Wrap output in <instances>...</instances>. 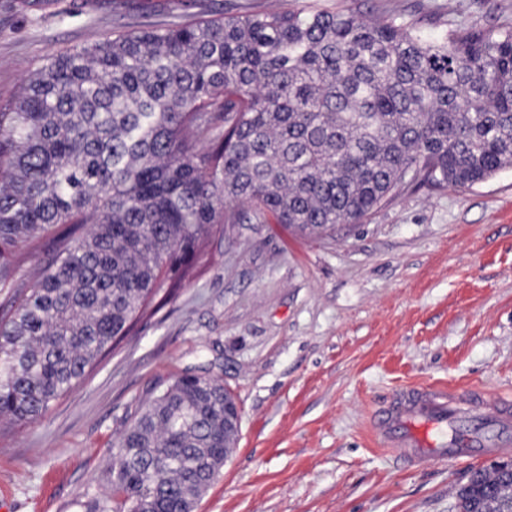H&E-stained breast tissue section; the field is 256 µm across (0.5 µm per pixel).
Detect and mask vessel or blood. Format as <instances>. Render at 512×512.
<instances>
[{
	"label": "vessel or blood",
	"mask_w": 512,
	"mask_h": 512,
	"mask_svg": "<svg viewBox=\"0 0 512 512\" xmlns=\"http://www.w3.org/2000/svg\"><path fill=\"white\" fill-rule=\"evenodd\" d=\"M371 430L381 447L409 467L436 460L512 452V399L418 385L378 408Z\"/></svg>",
	"instance_id": "obj_1"
}]
</instances>
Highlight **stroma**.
I'll return each instance as SVG.
<instances>
[{
  "label": "stroma",
  "instance_id": "1",
  "mask_svg": "<svg viewBox=\"0 0 512 512\" xmlns=\"http://www.w3.org/2000/svg\"><path fill=\"white\" fill-rule=\"evenodd\" d=\"M302 7L390 11L427 30L512 26V0H0V107L49 57L108 36ZM221 377L238 442L196 512H457L492 457L405 470L370 416L418 383L512 398V167L409 187L335 236L218 227L197 274L35 422L0 430V512H87L112 444L186 372Z\"/></svg>",
  "mask_w": 512,
  "mask_h": 512
}]
</instances>
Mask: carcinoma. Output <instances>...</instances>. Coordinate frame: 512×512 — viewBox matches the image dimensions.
<instances>
[{
    "instance_id": "1",
    "label": "carcinoma",
    "mask_w": 512,
    "mask_h": 512,
    "mask_svg": "<svg viewBox=\"0 0 512 512\" xmlns=\"http://www.w3.org/2000/svg\"><path fill=\"white\" fill-rule=\"evenodd\" d=\"M512 166V28L302 8L107 37L52 56L0 108V424L31 422L246 208L310 236L401 189ZM48 240L30 287L20 247ZM224 384L166 386L120 436L117 512H189L232 452ZM458 512H512L492 465Z\"/></svg>"
}]
</instances>
